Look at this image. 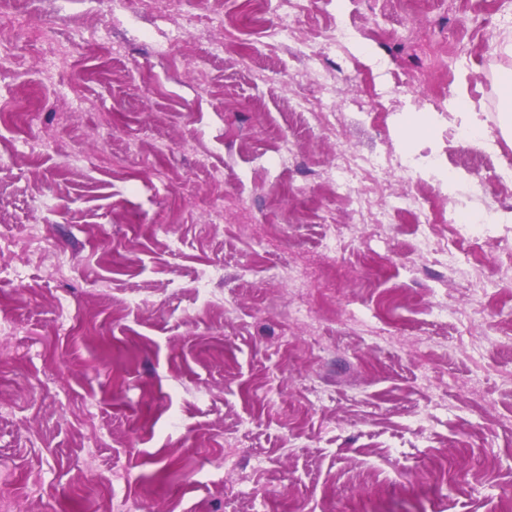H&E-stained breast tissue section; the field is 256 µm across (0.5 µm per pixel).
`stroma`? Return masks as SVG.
I'll list each match as a JSON object with an SVG mask.
<instances>
[{"label": "stroma", "instance_id": "stroma-1", "mask_svg": "<svg viewBox=\"0 0 512 512\" xmlns=\"http://www.w3.org/2000/svg\"><path fill=\"white\" fill-rule=\"evenodd\" d=\"M27 11L25 0H12ZM190 0L183 29L146 0H53L0 70V506L10 512H512V223L416 252L447 212L504 214L512 182L470 199L469 166L512 162L497 81L512 0H290L308 36L253 47ZM348 24L355 38L332 46ZM421 36L406 48L410 28ZM48 28L54 40L37 38ZM461 51L423 62L449 33ZM386 41H376V34ZM450 84L456 113L406 131ZM380 111L332 130L288 103ZM390 154L373 200L389 232L347 222L319 170L340 150ZM458 174L405 184L408 148ZM294 162H279L282 151ZM335 230L338 248L322 237ZM492 288L473 293L477 271ZM437 220L430 221L425 219V224H418L420 228L419 249L422 252H433L441 256L440 261L448 263V266L454 264V252L448 244V240L443 242L439 240L438 227L435 224Z\"/></svg>", "mask_w": 512, "mask_h": 512}]
</instances>
